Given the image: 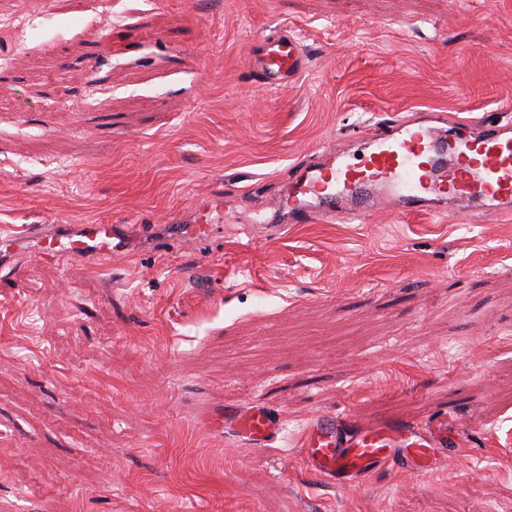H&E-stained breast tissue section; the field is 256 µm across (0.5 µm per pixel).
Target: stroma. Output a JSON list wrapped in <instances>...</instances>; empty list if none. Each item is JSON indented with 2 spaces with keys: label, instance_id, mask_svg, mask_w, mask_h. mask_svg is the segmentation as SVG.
Listing matches in <instances>:
<instances>
[{
  "label": "stroma",
  "instance_id": "1",
  "mask_svg": "<svg viewBox=\"0 0 512 512\" xmlns=\"http://www.w3.org/2000/svg\"><path fill=\"white\" fill-rule=\"evenodd\" d=\"M0 0V235L124 224L127 252L0 270V512H512V219L292 224L262 202L388 111L512 118V0ZM38 18L17 52L11 23ZM285 91L246 59L275 29ZM214 231L171 235L201 202ZM270 404L253 449L218 408ZM445 418L448 465L352 488L320 413ZM249 65L265 86L283 90L296 84L305 72L307 55L298 39L285 30L256 43Z\"/></svg>",
  "mask_w": 512,
  "mask_h": 512
}]
</instances>
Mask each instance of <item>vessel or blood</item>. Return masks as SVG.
Here are the masks:
<instances>
[{
    "instance_id": "1",
    "label": "vessel or blood",
    "mask_w": 512,
    "mask_h": 512,
    "mask_svg": "<svg viewBox=\"0 0 512 512\" xmlns=\"http://www.w3.org/2000/svg\"><path fill=\"white\" fill-rule=\"evenodd\" d=\"M249 65L262 83L283 90L307 68L296 37L274 32L256 43ZM287 211L292 224L359 222L385 213L411 217L444 213L454 223L484 224L512 215V122L494 114L450 118L441 127L408 117L382 123L362 157L330 155L300 169L288 196L273 206ZM210 206H199L191 223L175 225L177 235L204 239L211 231ZM56 260H83L125 251L119 224H33L22 237H0V267L19 246ZM216 431L232 427L248 446L263 447L282 431L269 404L221 409L209 420ZM448 429L440 422L392 420L368 424L358 418L323 414L305 430L302 457L325 481L352 487L369 472L385 467L417 477L447 464L441 448Z\"/></svg>"
}]
</instances>
